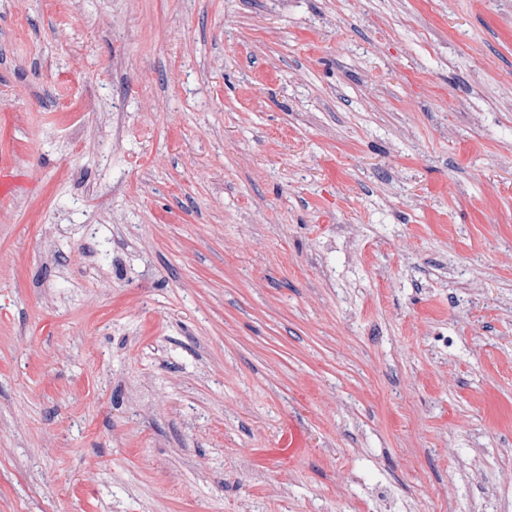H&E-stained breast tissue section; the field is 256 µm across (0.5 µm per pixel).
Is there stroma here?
<instances>
[{"instance_id":"obj_1","label":"stroma","mask_w":512,"mask_h":512,"mask_svg":"<svg viewBox=\"0 0 512 512\" xmlns=\"http://www.w3.org/2000/svg\"><path fill=\"white\" fill-rule=\"evenodd\" d=\"M1 167L0 512H512V0H0Z\"/></svg>"}]
</instances>
